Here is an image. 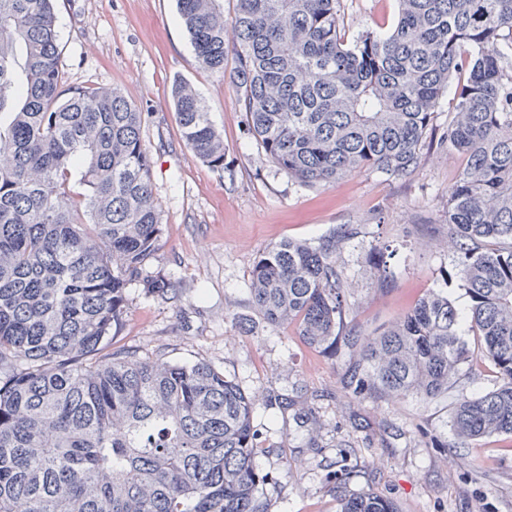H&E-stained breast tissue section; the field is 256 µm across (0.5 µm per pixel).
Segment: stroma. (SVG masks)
Segmentation results:
<instances>
[{
	"instance_id": "1",
	"label": "stroma",
	"mask_w": 512,
	"mask_h": 512,
	"mask_svg": "<svg viewBox=\"0 0 512 512\" xmlns=\"http://www.w3.org/2000/svg\"><path fill=\"white\" fill-rule=\"evenodd\" d=\"M346 37L385 32L396 0H342ZM60 67L75 86L120 89L144 114L162 245L149 273L179 280L172 302L128 290L118 345L162 362L206 361L257 399L262 435L255 463L271 479L272 512H337L341 498L373 491L399 512H512V437L492 436L449 448L450 417L460 396L494 390L499 377L480 357L461 365L447 394L374 400L345 389L358 349L337 359L309 348L293 326L272 327L249 302L256 257L285 239L310 242L340 224L353 235L337 253L350 293L346 321L371 334L392 325L431 291L459 309L469 299L454 274L444 208L465 165L433 144L407 181L358 170L330 187L300 185L270 163L248 133L232 76L198 63L176 0H55ZM190 82L224 136L216 170L186 147L171 89ZM388 248L392 274L378 286L370 246ZM288 396L283 411L268 399Z\"/></svg>"
}]
</instances>
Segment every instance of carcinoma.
<instances>
[{"label":"carcinoma","instance_id":"carcinoma-1","mask_svg":"<svg viewBox=\"0 0 512 512\" xmlns=\"http://www.w3.org/2000/svg\"><path fill=\"white\" fill-rule=\"evenodd\" d=\"M221 2L177 0L196 58L224 77L232 26L248 130L297 183L364 168L405 182L435 138L466 159L446 222L467 312L429 292L379 333L348 326L346 224L260 253L254 307L332 357L359 347L347 387L389 398L447 393L471 357L465 327L500 384L457 400L448 447L512 435V0H398L392 29L351 40L341 0H236L228 21ZM172 99L194 157L224 169L195 88L180 81ZM143 120L115 89L65 83L53 0H0V512H271L240 385L114 347L131 285L180 298L178 281L145 273L163 229ZM369 259L386 283L383 248ZM339 512L397 509L361 492Z\"/></svg>","mask_w":512,"mask_h":512}]
</instances>
